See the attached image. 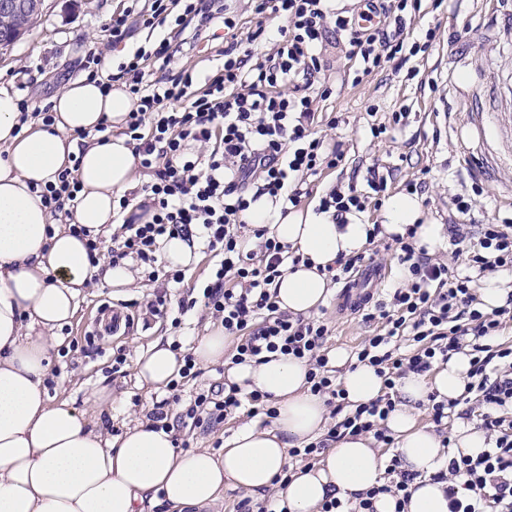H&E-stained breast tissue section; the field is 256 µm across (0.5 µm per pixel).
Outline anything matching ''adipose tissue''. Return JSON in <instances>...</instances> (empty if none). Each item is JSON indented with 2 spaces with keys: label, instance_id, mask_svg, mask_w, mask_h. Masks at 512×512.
I'll return each mask as SVG.
<instances>
[{
  "label": "adipose tissue",
  "instance_id": "ef3b65f1",
  "mask_svg": "<svg viewBox=\"0 0 512 512\" xmlns=\"http://www.w3.org/2000/svg\"><path fill=\"white\" fill-rule=\"evenodd\" d=\"M50 104L53 121L47 124L25 117L19 97L0 88V512H145L159 494L177 512H205L225 485L261 493L283 472L288 483L279 496L289 512H318L328 497L344 499L381 484L384 463L364 435L341 436L319 465L287 471L288 448L318 437L327 415L322 398L309 391L307 364L282 355L230 370L229 382L267 394L277 416L269 431L243 425L220 454L177 451L172 433L142 421L111 438L67 404L51 405L44 378L56 330L75 316L84 289L131 288L135 273L126 263L89 265L84 243L57 223L31 187L55 181L79 156L82 189L73 222L96 236L112 231L114 197L136 188L142 176L124 133L134 107L124 83L106 93L91 80L75 79ZM101 126L106 135H97ZM86 131L90 139L79 142ZM381 216L386 234H404L415 224L427 250L446 246L443 226L424 221L417 196L389 197ZM249 220L270 225L303 256L275 288L280 307L294 314L323 305L330 293L325 268L368 242L361 221L337 224L311 211L285 214L266 197L252 204ZM346 361L344 352H336L348 401L376 398L382 380L374 369H350ZM135 367L140 385L158 390L178 378L182 364L158 341L137 352ZM467 369V357L456 354L433 375H409L398 387L387 427L403 467L417 475L408 512H448L443 487L431 474L447 453L474 457L487 446L482 430L463 425L452 449H445L417 421L416 407L428 394L455 399L464 393Z\"/></svg>",
  "mask_w": 512,
  "mask_h": 512
}]
</instances>
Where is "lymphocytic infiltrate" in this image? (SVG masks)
I'll return each instance as SVG.
<instances>
[{
	"label": "lymphocytic infiltrate",
	"instance_id": "lymphocytic-infiltrate-1",
	"mask_svg": "<svg viewBox=\"0 0 512 512\" xmlns=\"http://www.w3.org/2000/svg\"><path fill=\"white\" fill-rule=\"evenodd\" d=\"M252 4L260 24L242 40L224 0H152L139 14L142 26L160 32L149 46L137 47L113 72L102 69L98 48L88 49L84 68L89 79L104 88L124 81L136 98L124 133L140 168L153 176L138 213L128 214L127 196L118 199L116 212L123 220L112 233L113 264L140 263L149 267V279L178 283L181 271L162 274L157 269L161 240L174 234L202 238L217 258L209 281L198 295L176 300L157 290L147 310L177 325L189 311L203 307L235 339V365L260 362L267 353L305 361L310 392L323 397L336 422L323 437L290 449V457L300 461L320 457L345 432L369 434L383 447H392L386 420L396 407L401 380L429 372L449 355L465 354L470 365L465 395L442 400L432 393L426 408L441 429L457 419H477L490 446L474 457H450L432 479L445 486L448 512H512V345L487 342L512 325V297L487 310L477 295L482 277L512 272V221L480 225L476 237L468 236L460 219L475 207L482 185L473 184L471 194L455 195L448 216L450 243L464 271L451 270L419 247L416 227L393 236L389 248L401 281L387 293L366 295L362 318L378 322L379 331L353 353L355 364L375 368L381 393L357 405L349 404L328 367L330 330L323 317L294 315L277 303L273 286L300 264V255L267 226L247 220L251 203L264 196L282 211L297 208L309 177L346 162L341 143L325 146L313 128L314 77L326 66L322 50L329 34L342 37L346 57L358 60L363 73L370 74L388 66L402 70L436 40V29L406 41V12L418 9L419 0H367V11L393 18L391 30L356 27V11L337 0ZM267 19L281 20L278 37L264 59L250 62L248 46L264 37ZM220 28L231 35L224 61L205 81H197L192 69L178 65V56L187 41L214 38ZM157 71L162 79H154ZM207 143L214 146L208 158L193 154L195 145ZM387 187V176L375 170L365 188L336 186L319 195L314 210L344 224L381 206ZM80 190L66 168L56 182L41 187L40 196L51 212L68 217ZM405 336L415 342L413 352H401L398 340ZM181 357L184 369L170 381L169 398L157 402L147 416L154 427L176 433L191 423H222L242 409L252 416H275L268 395L234 383L183 399V379L196 378L198 372L191 349L182 350ZM385 473L386 481L354 498L327 499L321 512H375L381 495L394 497L396 512H405L414 474L403 469L396 455L387 461Z\"/></svg>",
	"mask_w": 512,
	"mask_h": 512
}]
</instances>
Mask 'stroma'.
Listing matches in <instances>:
<instances>
[{"label":"stroma","mask_w":512,"mask_h":512,"mask_svg":"<svg viewBox=\"0 0 512 512\" xmlns=\"http://www.w3.org/2000/svg\"><path fill=\"white\" fill-rule=\"evenodd\" d=\"M149 0H46L42 17L4 54L0 55V87L16 92L28 104L44 107L68 80L82 76L89 47L96 46L120 61L128 51L146 45L151 32L138 24V13ZM127 13L130 33L123 46L110 48L102 29L112 15ZM436 28L437 39L425 55L413 60L421 77L407 79L392 69L362 76L353 82L348 61L328 42L326 68L315 80L316 88H329L317 100L316 129L326 143L343 142L344 167L314 177L311 189L326 190L355 182L365 188L367 171H391V192L402 190L404 180L424 177L418 198L425 219L447 224L455 195L471 190L480 180L484 193L471 216L483 224L494 218H512V0H423L413 17L414 33ZM408 112L404 127L372 138V123L387 122L393 110ZM156 289L155 282L139 278L137 288H92L80 298L75 318L59 329L63 342L50 353L45 388L53 402L68 403L84 412L99 429L122 434L134 420H145L154 403L167 390L139 386L133 356L137 348L161 340L194 346L198 337L216 328L202 310L183 317L179 326L167 320H150L147 326L117 336L97 335L91 316L102 307L127 310L138 316ZM337 295L325 303L332 329L330 350L354 351L374 331L360 315L340 310ZM124 351L128 360L113 368L112 355ZM109 388L111 405L97 408L93 395ZM265 415L239 414L212 428H185L182 438L191 447L220 453L224 442L242 424L265 427Z\"/></svg>","instance_id":"35a3bbf8"}]
</instances>
